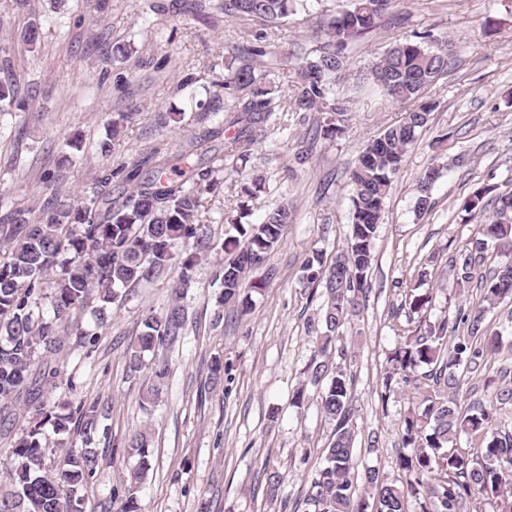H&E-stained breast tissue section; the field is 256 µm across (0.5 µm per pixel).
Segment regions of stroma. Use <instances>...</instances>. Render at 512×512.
I'll return each instance as SVG.
<instances>
[{
  "label": "stroma",
  "instance_id": "obj_1",
  "mask_svg": "<svg viewBox=\"0 0 512 512\" xmlns=\"http://www.w3.org/2000/svg\"><path fill=\"white\" fill-rule=\"evenodd\" d=\"M99 2L96 10L86 0H0V77L18 86L12 111L0 112V224L19 209L38 218L53 198H84L104 170L136 164L153 148L170 158L188 149L224 107L231 47L259 27L225 16L224 0H184L179 11L170 0ZM342 2L312 0L309 12L272 29V44L281 52L312 45L315 16ZM391 12L349 50L336 85L351 98L341 134L309 142L300 113H280L246 162L219 173L217 189L202 197L201 226L216 242L228 229L225 213L240 202H247L251 224L282 201L294 207L281 242L251 274L260 289L240 290L251 297V310L242 316L228 306L216 318L219 258L199 261L184 300V337L164 352L168 385L149 413L139 405L148 375L130 373L124 351L142 320L167 308L178 268L141 281L112 304L97 351L88 357L75 349L63 364L82 398L108 404L101 420L107 433L97 448L107 451L136 429L149 431L142 512H197L203 501L210 512H305L333 425L321 413L323 384L308 383L304 374L319 345L310 324L321 313L323 291L304 288L301 267L316 252L332 263L345 248L349 173L366 143L404 115L403 105L381 96L364 74L393 44L428 30L453 50L447 74L430 91L439 106L393 179L358 308L331 348L351 379L355 503H374L367 469L407 480L397 465L403 418L421 398L400 382L384 389L382 378L411 327L405 300L412 290L432 296L421 313L425 325L483 304L480 290L457 286L448 249L464 244L487 217L464 211L473 189L512 191V0H394ZM31 25L40 32L34 47L22 40ZM119 45L128 57L113 54ZM120 112L127 119L115 135L112 120ZM168 112L184 113V122H165ZM305 146L307 162L295 164ZM430 167L439 177L430 190L433 207L421 216L419 177ZM256 176L262 191L243 200L242 183ZM486 321L500 332L502 350L461 385L455 401L463 411L491 398L505 384L504 370L512 371V303L491 309ZM217 357L224 379L215 386L209 368ZM300 386L306 400L297 408L291 396ZM373 435L380 439L375 452L367 445ZM267 468L283 476L274 499L263 478Z\"/></svg>",
  "mask_w": 512,
  "mask_h": 512
}]
</instances>
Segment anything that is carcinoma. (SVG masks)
<instances>
[{
  "instance_id": "obj_1",
  "label": "carcinoma",
  "mask_w": 512,
  "mask_h": 512,
  "mask_svg": "<svg viewBox=\"0 0 512 512\" xmlns=\"http://www.w3.org/2000/svg\"><path fill=\"white\" fill-rule=\"evenodd\" d=\"M304 2L224 0V15L259 19L265 29L233 47L237 66L224 78L222 126L204 130L195 138L196 148L183 151L176 163L158 158L161 150L156 148L128 170L104 171L90 196L76 202L55 198L43 206L37 221L18 210L12 224L0 226V440L11 448L9 482L0 485V512H87L86 489L104 459L93 444L105 404L81 398L74 381L63 380L59 359L72 345L91 355L108 321L109 305L122 300L123 291L173 265L180 267L167 309L148 315L125 351L131 372L149 374L140 395V405L148 411L163 393L169 368L164 359L148 361L145 354L182 337V301L197 261L216 248L224 253L218 272L217 303L222 308L239 300L247 274L280 242L293 216L288 204L272 208L260 224L243 223L248 208L240 204L236 216L225 217L234 233L218 245L200 231V195L216 188L214 174L226 169L229 151L263 138L277 112L302 113L301 122L311 124L314 139L341 133L339 122L348 105L334 86L347 66L346 50L376 29L393 0H346L338 11L320 12L316 24L325 39L297 55L291 79L284 82L283 61L269 46L267 29L296 14ZM448 65V41L425 32L417 40L394 44L370 67L372 83L407 110L398 123L365 145L350 171L351 231L345 250L336 255L340 264L326 265L315 252L302 265L307 287L325 289L319 320L322 346L306 373L315 384L327 380L321 409L334 423L327 465L318 470L306 500L313 512H365L353 504L351 380L333 364L328 347L358 305L393 178L436 109L427 91L447 74ZM15 100V84L0 80V112L10 111ZM221 133L224 155L208 158L198 151ZM114 177L127 186L117 196L112 195ZM438 177L433 167L420 176L418 214L432 208L429 191ZM490 192L486 186L475 188L463 209L479 208ZM491 203L492 215L462 247L452 250L448 267L458 286L477 283L483 301L494 306L512 301V258L488 272L482 266L491 243L512 253V193L497 195ZM46 300L53 310L50 318L39 310ZM94 300L96 326L87 329L76 317ZM241 304L246 310L249 300ZM485 313L484 307L461 308L453 326L446 320L430 325L406 337L391 356L385 390L397 377L421 393L427 405L404 418L401 439L412 453L400 456L398 465L407 481L388 482L376 469L365 473L375 491V512H407L408 497L419 495L422 512H463L466 501L477 495L496 499L499 512H512V430H492L497 405L512 402V386L487 404L474 403L467 412L454 402L459 371H479L502 349L501 336L486 326ZM461 325L466 334L448 344V331L456 332ZM48 427L56 435L78 433L81 446L52 448ZM463 436L466 448L458 447ZM150 453L146 430L134 431L126 443L111 449L109 462L125 465L117 512H141L137 491Z\"/></svg>"
}]
</instances>
